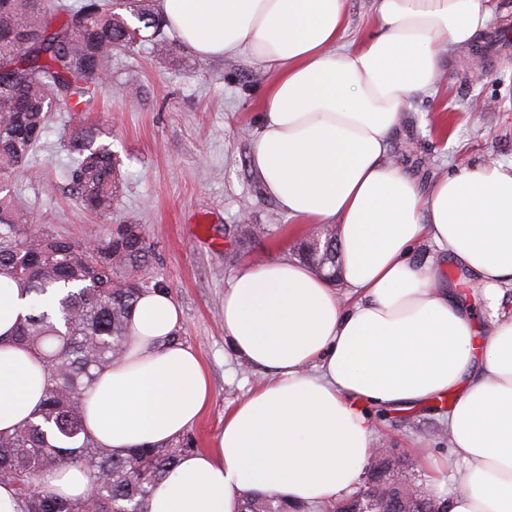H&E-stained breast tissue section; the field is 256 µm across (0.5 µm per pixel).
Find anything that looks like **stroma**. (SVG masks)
Masks as SVG:
<instances>
[{"instance_id": "35a3bbf8", "label": "stroma", "mask_w": 512, "mask_h": 512, "mask_svg": "<svg viewBox=\"0 0 512 512\" xmlns=\"http://www.w3.org/2000/svg\"><path fill=\"white\" fill-rule=\"evenodd\" d=\"M491 23L473 47L440 50L437 91L412 99L388 146L389 159L421 185L453 168L512 162V0H490ZM484 62L475 75L473 55ZM268 72L242 56L202 59L184 46L152 45L112 54V88L93 118L108 131L121 193L111 219L72 199L59 146L57 114L33 159L36 176L14 180L19 202L46 229L82 243L105 239L113 225H141L153 263L141 277L171 292L181 309L180 338L202 358L213 399L192 428L210 447L224 416L260 383L261 370L236 361L224 341V290L236 271L284 248L296 252L288 217L266 196L250 164ZM252 238H245V231ZM448 400L375 411L376 445L393 448L423 489L457 484L440 463L449 453L442 421Z\"/></svg>"}]
</instances>
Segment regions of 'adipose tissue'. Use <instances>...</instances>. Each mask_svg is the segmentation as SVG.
I'll list each match as a JSON object with an SVG mask.
<instances>
[{
  "mask_svg": "<svg viewBox=\"0 0 512 512\" xmlns=\"http://www.w3.org/2000/svg\"><path fill=\"white\" fill-rule=\"evenodd\" d=\"M167 29L203 59L244 56L272 76L250 162L292 218L338 231L340 284L282 250L224 290V339L266 382L224 416L211 447L153 489L151 512H238L248 492L321 504L358 487L373 446L368 406L400 409L454 393L444 420L459 489L447 512H512V165L453 169L421 188L387 156L404 105L432 89L436 49L472 44L489 0H374L379 32L346 47V0H158ZM427 246L416 260L418 246ZM478 287L480 326L445 279ZM28 298L0 276V432L38 420L43 363L10 335ZM166 290L139 299L120 360L100 372L86 426L104 447L190 431L213 393L206 367L172 341ZM93 477L66 464L55 495L86 498Z\"/></svg>",
  "mask_w": 512,
  "mask_h": 512,
  "instance_id": "adipose-tissue-1",
  "label": "adipose tissue"
}]
</instances>
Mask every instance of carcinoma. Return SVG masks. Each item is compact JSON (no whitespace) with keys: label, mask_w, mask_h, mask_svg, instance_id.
Wrapping results in <instances>:
<instances>
[{"label":"carcinoma","mask_w":512,"mask_h":512,"mask_svg":"<svg viewBox=\"0 0 512 512\" xmlns=\"http://www.w3.org/2000/svg\"><path fill=\"white\" fill-rule=\"evenodd\" d=\"M149 0H12L0 5V274L32 296L14 341L46 363L41 422L0 432V483L17 490L18 512H87L84 500L44 492L43 475L79 463L93 473L96 512H150L153 487L181 457L196 451L178 436L162 445L116 450L86 429L85 401L99 371L118 359L129 319L145 291L137 272L151 262L140 225L118 224L87 246L44 228L16 200L13 179L30 170L32 152L54 112H67L63 133L70 192L95 215L112 213L119 188L105 128L86 120L112 73L118 48L151 43L166 48L165 25ZM137 19L132 26L120 10ZM325 250L298 247L302 262L336 281V230L324 228ZM340 502L293 505L259 493L243 496L238 512H337Z\"/></svg>","instance_id":"1"}]
</instances>
